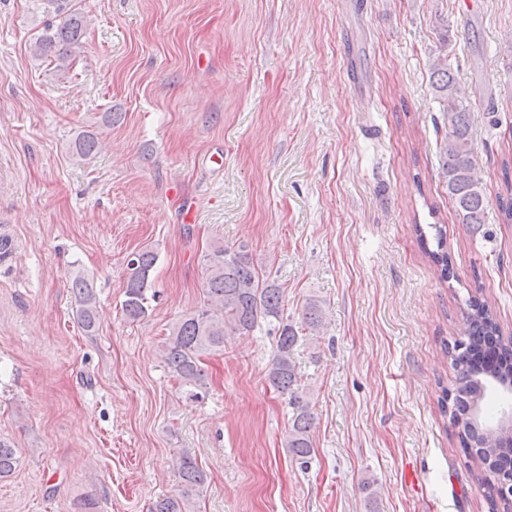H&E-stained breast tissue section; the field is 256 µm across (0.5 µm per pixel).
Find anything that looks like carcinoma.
I'll list each match as a JSON object with an SVG mask.
<instances>
[{"mask_svg":"<svg viewBox=\"0 0 512 512\" xmlns=\"http://www.w3.org/2000/svg\"><path fill=\"white\" fill-rule=\"evenodd\" d=\"M64 14L63 21L53 26L46 24L31 45L36 58H52L56 68L66 69L83 48L82 38L88 25L87 17L68 4V0H46ZM433 88L443 103L448 132L442 156V174L448 186V197L453 201L457 216L463 224L480 226L486 223L487 188L477 168L472 146L471 119L450 64L443 60L433 64ZM98 147V137L90 132L74 141L75 154L84 157ZM505 195L499 196V218L512 224V179L509 163L503 164ZM432 261L441 266L444 277H450L448 253L444 251L443 233L437 232V250L430 252ZM157 261L152 250H141L127 262V283L122 302L124 314L136 320L147 311V292L151 288V271ZM206 288L200 309L184 317L175 327L163 348V361L170 373L183 386L187 399L204 400L208 393L207 377L202 358L224 348V340L232 335H246L256 327L259 319L278 322L279 336L276 352L267 379L275 390L290 395L297 412L288 428V452L301 465L309 463L313 452L310 431L314 416L308 403L298 394V372L291 357L298 342V331L283 322L284 290L275 282L262 279L243 248L230 249L214 246L204 255ZM77 298L78 320L81 327L92 332L99 322V310L92 284L83 277L72 282ZM467 339L443 344L453 369V397H443L441 409L450 413L461 444L468 450L471 461L482 472L512 475V430L494 437L475 415V408L483 406L489 391L487 377L478 376L472 353L481 349L486 337H496L495 356L509 361V365L494 372L493 377L512 380V335H503L499 321L486 302L472 296L462 312ZM322 309L318 301L307 303L303 324L313 332L321 324ZM18 457L8 443L0 440V478L10 476L16 469ZM183 490L177 496L157 499L151 512H190L193 494L199 492L207 474L197 462L187 456L177 462Z\"/></svg>","mask_w":512,"mask_h":512,"instance_id":"cac0c4a2","label":"carcinoma"}]
</instances>
